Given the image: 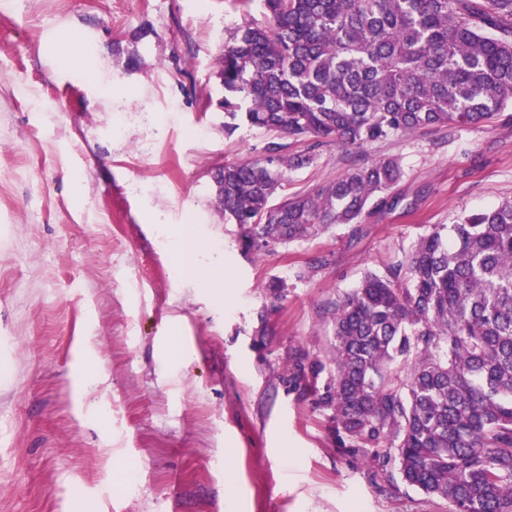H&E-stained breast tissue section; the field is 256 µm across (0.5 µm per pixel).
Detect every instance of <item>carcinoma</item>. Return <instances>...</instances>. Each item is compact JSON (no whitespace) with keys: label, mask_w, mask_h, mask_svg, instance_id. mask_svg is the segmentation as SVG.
Wrapping results in <instances>:
<instances>
[{"label":"carcinoma","mask_w":512,"mask_h":512,"mask_svg":"<svg viewBox=\"0 0 512 512\" xmlns=\"http://www.w3.org/2000/svg\"><path fill=\"white\" fill-rule=\"evenodd\" d=\"M218 58L224 131L270 141L221 167L224 219L268 252L392 209L396 157L362 158L288 195V172L336 144L481 127L512 111V0H261ZM281 196L279 203L272 199ZM335 375L318 404L450 512H512V200L437 224L335 306Z\"/></svg>","instance_id":"cac0c4a2"}]
</instances>
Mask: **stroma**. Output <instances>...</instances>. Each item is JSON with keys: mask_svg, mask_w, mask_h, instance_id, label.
I'll use <instances>...</instances> for the list:
<instances>
[{"mask_svg": "<svg viewBox=\"0 0 512 512\" xmlns=\"http://www.w3.org/2000/svg\"><path fill=\"white\" fill-rule=\"evenodd\" d=\"M244 15L0 0V512H449L316 396L336 301L433 225L512 199V120L321 148L288 194L396 156V208L255 254L211 179L270 139L226 135L217 106Z\"/></svg>", "mask_w": 512, "mask_h": 512, "instance_id": "1", "label": "stroma"}]
</instances>
